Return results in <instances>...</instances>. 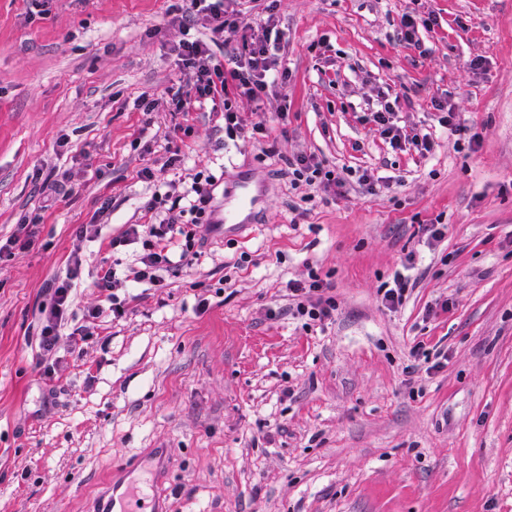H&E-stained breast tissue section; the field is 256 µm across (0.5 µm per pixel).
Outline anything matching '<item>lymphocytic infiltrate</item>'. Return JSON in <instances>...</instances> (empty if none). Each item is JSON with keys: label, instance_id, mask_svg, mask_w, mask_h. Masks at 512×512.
I'll use <instances>...</instances> for the list:
<instances>
[{"label": "lymphocytic infiltrate", "instance_id": "f902f5d3", "mask_svg": "<svg viewBox=\"0 0 512 512\" xmlns=\"http://www.w3.org/2000/svg\"><path fill=\"white\" fill-rule=\"evenodd\" d=\"M191 8L202 12L207 37H187L179 41L176 52L190 71L185 88L173 92L171 100L176 106L190 104L191 100H221L224 106V132L231 140H256L268 137L272 131L270 122L259 121L245 124L234 104L235 99L245 98L258 102L266 97L272 86L271 73L278 65V38L273 37L272 25L253 28L246 16L228 9L224 0H189ZM243 30L242 50L231 62L215 58L211 45L224 36L225 30ZM399 102L385 95H378L375 107L366 115L367 122L376 126L381 137L391 149L413 148L418 154L433 153L436 143L429 135H410L398 123ZM289 166L294 186H323L325 191L337 193L348 180L341 173L325 169L314 156L296 155ZM190 223L184 224L175 208L182 199L177 190H170L152 197L144 206V221L129 225L120 245L141 244L136 256L134 279L159 285L161 274L169 270L173 261L191 264L196 258L198 228L214 230V211L211 206L209 182L201 175H194L190 187ZM83 260L72 256L64 279L50 283L52 296L50 308L42 309L40 320L38 365L44 378H52L55 372L53 356L58 347L60 328L71 308L72 283L78 278ZM288 296L294 302L293 314L303 320L305 326L325 324L336 312V299L331 294L329 282L317 274H310L308 281H292L288 284Z\"/></svg>", "mask_w": 512, "mask_h": 512}]
</instances>
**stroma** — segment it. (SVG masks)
<instances>
[{"label":"stroma","instance_id":"obj_1","mask_svg":"<svg viewBox=\"0 0 512 512\" xmlns=\"http://www.w3.org/2000/svg\"><path fill=\"white\" fill-rule=\"evenodd\" d=\"M177 2L0 0V237L39 219L30 248L0 257V512H91L123 458L156 465L168 512H512V0H242L282 34L269 97L236 102L249 123L287 112L260 147L225 139L222 103L172 105L188 80ZM411 11L438 19L427 54L401 39ZM381 91L432 155L363 121ZM445 95L462 132L434 116ZM300 153L381 189L303 200ZM242 171L265 196L260 223L202 231L192 265L134 281L141 245L112 241L145 203L199 172L219 201ZM74 254L49 385L40 312ZM104 260L127 310L76 349ZM402 270L412 293L387 308L378 290ZM312 271L336 314L307 329L288 283Z\"/></svg>","mask_w":512,"mask_h":512}]
</instances>
